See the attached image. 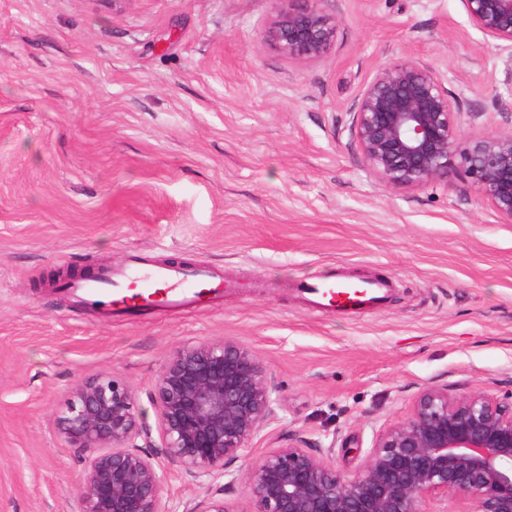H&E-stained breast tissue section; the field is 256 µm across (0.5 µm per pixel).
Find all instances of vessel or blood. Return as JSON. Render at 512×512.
<instances>
[{"label":"vessel or blood","instance_id":"1","mask_svg":"<svg viewBox=\"0 0 512 512\" xmlns=\"http://www.w3.org/2000/svg\"><path fill=\"white\" fill-rule=\"evenodd\" d=\"M70 289L86 302L105 310L117 307L144 311L189 306L206 298L219 300L224 295V281L204 267L138 261L115 268H100L92 276L72 282ZM300 291L321 310L367 311L385 301L389 284L383 279H369L352 288L344 276L333 275L303 283Z\"/></svg>","mask_w":512,"mask_h":512}]
</instances>
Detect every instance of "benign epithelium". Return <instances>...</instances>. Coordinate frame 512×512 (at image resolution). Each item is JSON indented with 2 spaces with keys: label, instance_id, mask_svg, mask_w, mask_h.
Here are the masks:
<instances>
[{
  "label": "benign epithelium",
  "instance_id": "7a95c632",
  "mask_svg": "<svg viewBox=\"0 0 512 512\" xmlns=\"http://www.w3.org/2000/svg\"><path fill=\"white\" fill-rule=\"evenodd\" d=\"M265 42L297 62L328 58L339 18L323 0H277ZM485 37L504 43L512 86V0H462ZM435 67L400 60L379 68L354 107L367 167L388 187L415 189L461 172L479 197L512 223V132L467 136L459 107ZM279 386L257 357L230 340L170 352L149 402L160 442L143 426L136 396L112 375L79 385L59 433L87 456L80 512H159L162 466L196 478L224 477L257 430L275 420ZM512 395H452L428 386L410 414L381 429L352 477L334 447L292 433L246 466L251 512H424L419 503L461 496L463 512H512ZM232 485H217L184 512H237Z\"/></svg>",
  "mask_w": 512,
  "mask_h": 512
}]
</instances>
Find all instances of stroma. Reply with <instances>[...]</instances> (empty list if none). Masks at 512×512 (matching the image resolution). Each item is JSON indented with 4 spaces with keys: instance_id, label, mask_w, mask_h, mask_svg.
<instances>
[{
    "instance_id": "1",
    "label": "stroma",
    "mask_w": 512,
    "mask_h": 512,
    "mask_svg": "<svg viewBox=\"0 0 512 512\" xmlns=\"http://www.w3.org/2000/svg\"><path fill=\"white\" fill-rule=\"evenodd\" d=\"M276 0H0V512H79L84 463L58 418L82 382L147 393L168 353L230 339L280 386L279 433L322 444L405 419L425 387L512 392V223L460 174L416 189L365 165L353 109L383 65L447 78L469 135L512 131L504 51L461 0H326L331 56L263 39ZM176 260L224 277L221 300L102 314L54 272ZM390 281L365 313L313 310L296 281ZM160 512L209 478L164 469Z\"/></svg>"
}]
</instances>
